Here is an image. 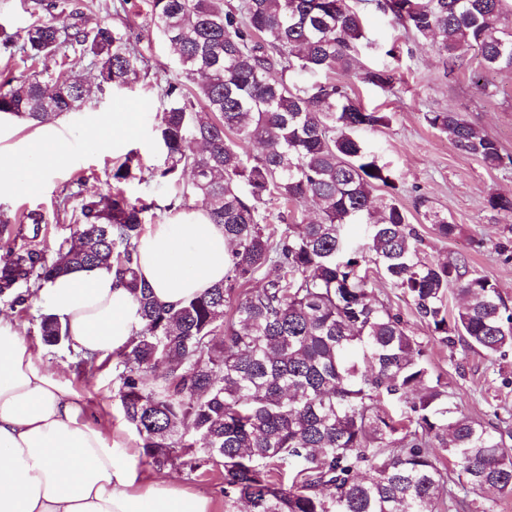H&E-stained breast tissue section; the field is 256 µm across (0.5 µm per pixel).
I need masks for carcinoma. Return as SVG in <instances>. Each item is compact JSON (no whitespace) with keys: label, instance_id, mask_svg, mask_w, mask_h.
<instances>
[{"label":"carcinoma","instance_id":"obj_1","mask_svg":"<svg viewBox=\"0 0 512 512\" xmlns=\"http://www.w3.org/2000/svg\"><path fill=\"white\" fill-rule=\"evenodd\" d=\"M190 88L168 82L159 136L163 178L194 172L212 224L224 226V280L176 307L158 303L137 273L144 206L120 184L140 164L112 169V189L71 212L73 234L49 246L33 230L18 246L0 221V298L26 307L37 289L76 267L115 272L137 305V337L114 352L117 397L146 463L179 461L224 476V512H444L467 494L512 495V430L459 413L448 383L400 314L367 286L365 264L411 298L441 341L489 358L512 348V308L486 277L458 259L420 257L421 237L393 185L355 135L385 121L330 78L355 72L390 89L392 71H354L364 20L348 0H146ZM416 40L455 62L471 48L488 71L512 70V0H376ZM69 10L68 21L54 17ZM17 34L36 61L66 46L88 57L97 87L137 80L143 57L127 31L87 27L76 3L48 0ZM61 61L47 81L32 74L0 84V115L45 123L76 112L90 87ZM427 125L490 168L512 163L499 144L450 110ZM262 152L243 157L239 143ZM313 202L321 218L270 223L266 205ZM439 237L459 226L425 212ZM367 222V248H351L343 226ZM273 267L263 287L248 284ZM464 303L448 307L449 287ZM45 343L65 341L44 313ZM448 498H443V495Z\"/></svg>","mask_w":512,"mask_h":512}]
</instances>
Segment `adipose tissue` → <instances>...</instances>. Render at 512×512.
<instances>
[{
    "mask_svg": "<svg viewBox=\"0 0 512 512\" xmlns=\"http://www.w3.org/2000/svg\"><path fill=\"white\" fill-rule=\"evenodd\" d=\"M228 252L223 226L199 209L143 234L138 269L158 302L176 305L223 279ZM37 295L78 352L104 357L137 335L133 296L110 270H71ZM116 447L0 317V512H213L209 497L142 472Z\"/></svg>",
    "mask_w": 512,
    "mask_h": 512,
    "instance_id": "adipose-tissue-1",
    "label": "adipose tissue"
}]
</instances>
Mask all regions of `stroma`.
Masks as SVG:
<instances>
[{"label":"stroma","instance_id":"stroma-1","mask_svg":"<svg viewBox=\"0 0 512 512\" xmlns=\"http://www.w3.org/2000/svg\"><path fill=\"white\" fill-rule=\"evenodd\" d=\"M78 2L89 23L128 28L133 45L144 57V69L135 82L93 90L80 111L56 118L55 126L67 144L64 155H55L41 142L39 127L13 117L0 120V165L10 164L21 154L36 156L35 166L23 174L24 188H0V220H10L28 237L32 225L27 213L42 214L41 235L51 243L73 233L70 208L106 192L112 184L113 167L127 154L138 155L148 170L162 167L164 155L157 128L164 105L159 86L185 79L168 43L147 24L144 15L115 13L117 0ZM350 4L363 16L372 41L360 53L361 64L387 67L397 76L393 88L384 91L352 74L335 75L336 82L347 86L367 109L386 116L384 124L359 132L394 181L390 188L377 186L375 197L393 196L406 209L423 237L422 257L465 260L471 274L496 283L512 306V258L499 252L503 244L512 249V217L489 204L492 195L512 196V164L487 167L477 157L458 151L446 134L433 130L423 119L429 111L460 112L496 140L504 154L512 156V71L485 74L484 86H477L476 51L449 66L428 45L408 38L391 17L377 10L374 0H350ZM115 112L135 114L134 131L108 126L107 120ZM122 189L128 199L148 204L144 214L148 228L181 220L203 202L187 173L176 183L149 174L132 177ZM428 206L458 224L454 238L443 239L431 232L423 217ZM370 286L375 297L400 313L422 342L427 361L447 382L459 412L490 426L512 428V350L490 359L460 346H448L431 335L400 289L379 275L372 277ZM42 310L36 302L22 312L0 299V314L12 319L21 336L40 354L44 368L64 376L79 399L88 403L91 424L107 422L121 446L134 451L140 440L120 411L115 364L92 372L77 369L71 347L43 342L38 318Z\"/></svg>","mask_w":512,"mask_h":512}]
</instances>
